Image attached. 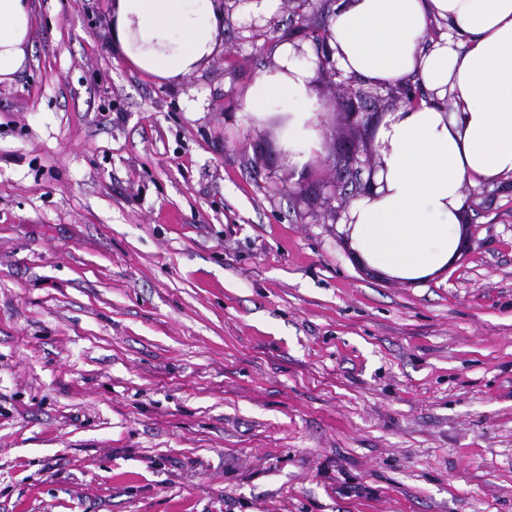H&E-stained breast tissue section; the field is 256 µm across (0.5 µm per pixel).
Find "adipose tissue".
Listing matches in <instances>:
<instances>
[{"instance_id":"1","label":"adipose tissue","mask_w":512,"mask_h":512,"mask_svg":"<svg viewBox=\"0 0 512 512\" xmlns=\"http://www.w3.org/2000/svg\"><path fill=\"white\" fill-rule=\"evenodd\" d=\"M444 21L445 33L432 24ZM29 0H0V82L25 64ZM220 0H114L110 37L134 69L165 81L193 73L221 43ZM328 45L344 76L372 84L419 81L431 97L389 113L376 131L375 187L349 209L357 254L405 280L457 253L467 184L512 177V0H335ZM253 83L244 109L292 112L283 146L304 162L318 102L311 70L289 45Z\"/></svg>"}]
</instances>
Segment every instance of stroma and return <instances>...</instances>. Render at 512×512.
Instances as JSON below:
<instances>
[{"label": "stroma", "instance_id": "stroma-1", "mask_svg": "<svg viewBox=\"0 0 512 512\" xmlns=\"http://www.w3.org/2000/svg\"><path fill=\"white\" fill-rule=\"evenodd\" d=\"M113 0H33L0 82V512H512V177L427 278L352 249L349 139L284 163L245 112L298 25L224 0L176 83L112 46Z\"/></svg>", "mask_w": 512, "mask_h": 512}]
</instances>
